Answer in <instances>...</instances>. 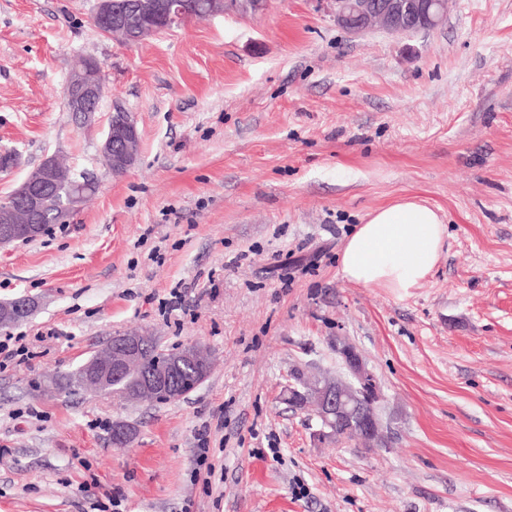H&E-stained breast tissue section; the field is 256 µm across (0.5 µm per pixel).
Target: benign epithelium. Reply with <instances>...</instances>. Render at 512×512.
Here are the masks:
<instances>
[{"label": "benign epithelium", "mask_w": 512, "mask_h": 512, "mask_svg": "<svg viewBox=\"0 0 512 512\" xmlns=\"http://www.w3.org/2000/svg\"><path fill=\"white\" fill-rule=\"evenodd\" d=\"M447 4L448 0H331V12L340 27L353 35H362L376 26L388 32H398L403 26L434 28L443 21ZM188 9L187 0H139L132 6L138 19L132 25L126 14L112 7V0H96L94 17L113 35L127 43H138L166 29L161 20ZM103 84L102 70L96 62L69 78L65 93L72 110L92 116L102 98ZM137 141L138 133L132 121L109 126L101 143V152L112 162V170L121 174L136 162ZM57 176V168L50 156L42 161L38 177H28L20 184L17 198L31 223L14 224L8 218H1L0 250L34 232L33 222L40 219L43 200L52 191ZM144 342L145 338L139 334H127L113 337L96 350L84 366L85 376L91 378L88 386L105 388L112 384L113 375L134 372ZM334 348L348 379L325 377L305 389L290 386L287 394L302 393L304 406L311 408L319 421V437L333 438L350 433L374 446L380 437L379 421L373 410V405L381 398L376 379L349 342L338 338ZM168 382L169 369L162 364L152 375L140 380L130 396L137 402L149 400L166 388Z\"/></svg>", "instance_id": "obj_1"}]
</instances>
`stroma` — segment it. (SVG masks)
I'll return each mask as SVG.
<instances>
[{"label":"stroma","instance_id":"stroma-1","mask_svg":"<svg viewBox=\"0 0 512 512\" xmlns=\"http://www.w3.org/2000/svg\"><path fill=\"white\" fill-rule=\"evenodd\" d=\"M94 9L0 0V201L48 156L94 183L0 251V301L34 303L0 330L28 349L0 370V512H512V0L360 37L327 0H272L135 45ZM87 57L106 93L86 125L64 89ZM117 103L139 133L118 176ZM403 197L448 226L432 274L403 298L344 280L346 239ZM128 333L208 347L209 378L163 404L46 388ZM339 336L379 384L378 447L286 402L295 371L343 374ZM138 133L134 123L128 120L124 125H110L102 143L101 152L113 174H121L137 160L135 143ZM116 170V171H115ZM118 171V172H117Z\"/></svg>","mask_w":512,"mask_h":512}]
</instances>
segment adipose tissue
Returning a JSON list of instances; mask_svg holds the SVG:
<instances>
[{"label":"adipose tissue","instance_id":"adipose-tissue-1","mask_svg":"<svg viewBox=\"0 0 512 512\" xmlns=\"http://www.w3.org/2000/svg\"><path fill=\"white\" fill-rule=\"evenodd\" d=\"M448 228L431 207L402 199L372 211L346 241L340 272L348 282L410 294L431 275Z\"/></svg>","mask_w":512,"mask_h":512}]
</instances>
